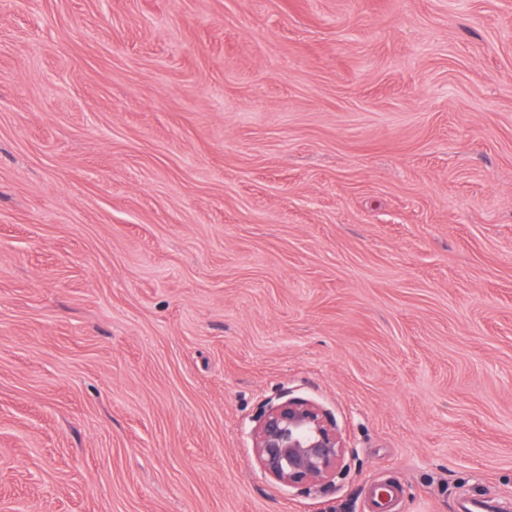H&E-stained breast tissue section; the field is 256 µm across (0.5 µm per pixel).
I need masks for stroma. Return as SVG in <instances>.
<instances>
[{"instance_id": "1", "label": "stroma", "mask_w": 512, "mask_h": 512, "mask_svg": "<svg viewBox=\"0 0 512 512\" xmlns=\"http://www.w3.org/2000/svg\"><path fill=\"white\" fill-rule=\"evenodd\" d=\"M291 394L353 452L260 478ZM512 512V0H0V512ZM252 422L255 468L288 495L336 489L346 477L349 448L332 413L316 402L281 396L266 401Z\"/></svg>"}]
</instances>
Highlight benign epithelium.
I'll use <instances>...</instances> for the list:
<instances>
[{
    "label": "benign epithelium",
    "instance_id": "obj_1",
    "mask_svg": "<svg viewBox=\"0 0 512 512\" xmlns=\"http://www.w3.org/2000/svg\"><path fill=\"white\" fill-rule=\"evenodd\" d=\"M249 436L257 472L290 495L333 489L348 473L350 451L334 416L310 399L265 402Z\"/></svg>",
    "mask_w": 512,
    "mask_h": 512
}]
</instances>
